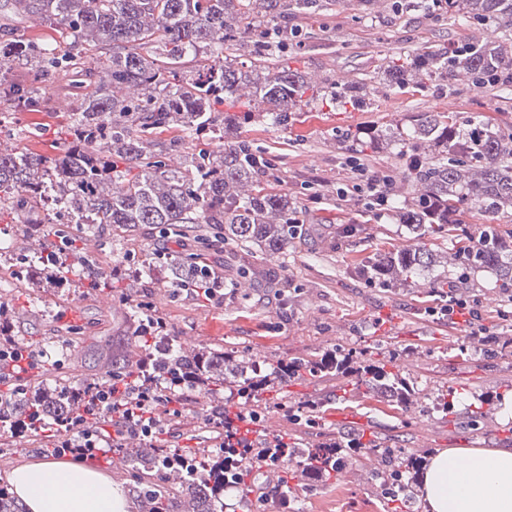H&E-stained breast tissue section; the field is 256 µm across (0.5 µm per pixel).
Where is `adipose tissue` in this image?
<instances>
[{
    "label": "adipose tissue",
    "mask_w": 512,
    "mask_h": 512,
    "mask_svg": "<svg viewBox=\"0 0 512 512\" xmlns=\"http://www.w3.org/2000/svg\"><path fill=\"white\" fill-rule=\"evenodd\" d=\"M9 483L23 512H131L125 487L80 461L17 467ZM428 512H512V448H449L422 479Z\"/></svg>",
    "instance_id": "adipose-tissue-1"
}]
</instances>
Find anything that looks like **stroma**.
<instances>
[{
    "mask_svg": "<svg viewBox=\"0 0 512 512\" xmlns=\"http://www.w3.org/2000/svg\"><path fill=\"white\" fill-rule=\"evenodd\" d=\"M289 2L280 0L289 10L293 39L277 47V57L324 82L328 91L355 85L370 99L361 110L314 104L285 127L260 113L234 130L254 149L279 155L280 166L268 182L288 194L309 234L275 256L231 242L210 247L206 261L222 274L224 286L208 300L138 274L145 255L162 245L152 226L142 225L129 237L97 224H74L70 230L82 256L94 266L121 267L128 274L113 280L108 292L82 287L80 272L70 288L44 291L16 277L15 255L28 250L30 234L47 238V225L0 212V240L10 243L0 251L5 283L0 298L16 310L15 341L44 363L24 384L33 389L99 380L113 361L136 355L129 312L138 303L149 306L187 353L221 348L265 374L282 362L306 363L332 350H350L363 360L394 362L416 385L412 402L403 407L357 388L350 377L304 373L247 398L229 377L217 397L201 391L180 396V413L166 416L155 447L214 451L221 438L208 422L211 411L233 412L243 405L260 423L274 422L277 436L292 447L353 436L397 449L398 460L413 454L424 464L447 448H512V294L496 288L490 272H476L468 281L482 322L495 335L490 341L473 335L465 317L440 314L448 288L431 275L400 288L370 287L354 277L355 264L377 251L413 246L414 239L391 216L376 218L357 199L337 196L352 181V163L365 160L348 133L367 127L406 131L417 112H468L512 127V86L478 89L460 81L452 93L423 96L395 90L376 76L390 56L469 37H500L504 31L493 23L475 29L413 9L397 12L391 0H319V10L310 15L290 10ZM43 88L48 102L36 111L0 94V112L8 119L0 143L8 149L45 157L60 151L74 92L54 81ZM348 225L355 228L349 235ZM245 264L255 275L243 282L239 272ZM71 304L79 305V317L61 320L59 310ZM450 393L455 403L449 412L439 404ZM314 400L323 405L315 420L297 419V408ZM479 407L486 419L478 428L471 419ZM52 445L43 431L1 435L0 485L15 468L40 461V449ZM384 467L381 455L373 453L347 463L327 481L295 476L290 484L297 490L296 506L299 512H417L424 504L420 470H412L402 504L386 501L377 488L375 473Z\"/></svg>",
    "mask_w": 512,
    "mask_h": 512,
    "instance_id": "obj_1",
    "label": "stroma"
}]
</instances>
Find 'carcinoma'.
<instances>
[{
  "label": "carcinoma",
  "mask_w": 512,
  "mask_h": 512,
  "mask_svg": "<svg viewBox=\"0 0 512 512\" xmlns=\"http://www.w3.org/2000/svg\"><path fill=\"white\" fill-rule=\"evenodd\" d=\"M418 7L462 20L472 26L496 22L512 29V0H419ZM279 0H3V15L22 17L39 14L67 36H90L91 48L74 55L56 51L51 45H36L14 38L0 46V72L24 65L31 75L27 84L8 78V96L36 110L46 101L45 78L67 82L78 89L73 121L62 153L53 158L23 151L0 150V206L24 207L57 191L67 202L86 211L94 224H110L120 234L137 232L144 224L172 238L186 224L200 228L194 240L196 251L177 255L153 253L147 273L170 283L192 288L207 283L221 287L218 274L202 259V250L220 241L257 245L270 255L288 249L295 233L289 230L294 211L288 195L261 185L262 158L252 146L237 138L225 140L217 151L193 153L184 168L172 169L151 151L157 129L180 128L201 136L217 122V107L234 105V95L244 83L253 85L254 105L246 106L243 119L253 112H268L282 126L295 120V113L320 100L321 87L288 63L262 65L270 55L268 42L253 44L247 67L224 59H212V50L224 52L226 43H245L253 14L279 15ZM505 40L490 37L457 47L439 45L415 49L406 57H393L379 70L380 79L395 89L413 88L428 95L453 90L465 78L473 86L512 84L505 70L512 54ZM197 63L194 77L183 76L189 61ZM98 67L111 71L112 83L142 87L145 105L127 103L96 84L84 90V79ZM412 132L398 151L402 174L410 183L412 201L390 204L398 223L415 237L428 233L448 236L456 248L458 263L444 269L440 277L466 281L474 272L495 270L500 286L512 288V236L499 225L486 224L479 235L468 232L462 214L471 206L494 217L512 208V130L456 112L451 115L421 112L411 117ZM361 143L376 153L401 135L369 131ZM258 186L256 193L240 196L237 185ZM53 235L60 242L44 252L28 254L17 273L36 278L52 288L70 285L69 274L79 266L91 271L87 287H110L113 272L93 271V266L75 252L73 237L63 229ZM436 259L429 251L406 247L379 253L356 267L357 276L378 288H395L434 270ZM143 344L152 374L172 382L200 376L211 394L224 384V372L240 379L252 391L291 378L276 368L273 378L255 376V366L241 363L220 350L202 348L187 356L175 336H154ZM314 375L333 373L355 377L371 391L407 405L415 386L399 372L381 363L359 365L350 353H327L305 366ZM83 382L22 390L3 397L0 420L22 419L33 431L75 412L76 392ZM360 440L323 442L305 449L296 461L309 477L327 478L344 463L366 453ZM171 451L154 448L144 453L132 448L127 462L132 472L146 475L141 491L140 512H222L224 459L221 451L194 457V467L184 468L172 460ZM180 473L177 491H162L159 483L169 471ZM381 493L388 498L407 494V483L399 470L377 473Z\"/></svg>",
  "instance_id": "obj_1"
}]
</instances>
